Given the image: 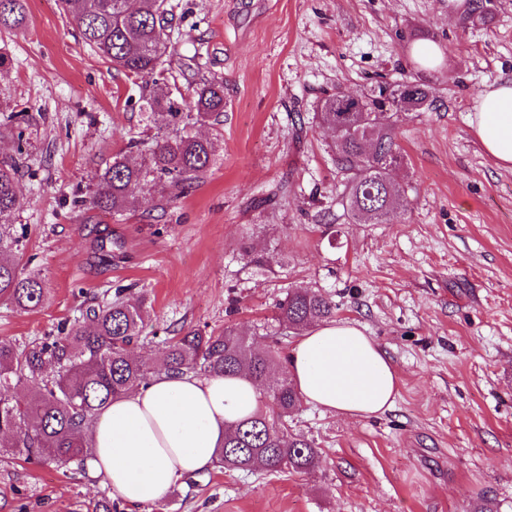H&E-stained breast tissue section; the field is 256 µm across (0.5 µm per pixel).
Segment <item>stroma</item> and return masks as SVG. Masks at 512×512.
I'll use <instances>...</instances> for the list:
<instances>
[{"instance_id": "stroma-1", "label": "stroma", "mask_w": 512, "mask_h": 512, "mask_svg": "<svg viewBox=\"0 0 512 512\" xmlns=\"http://www.w3.org/2000/svg\"><path fill=\"white\" fill-rule=\"evenodd\" d=\"M174 16L161 74L183 111L199 79L224 84V110L192 127L215 163L187 194L136 196L119 215L80 206L93 176L153 136L142 79L80 37L60 0H26L27 26L0 33V117L22 112L18 258L45 294L35 310L0 304V342L25 347L81 318L116 288L148 294L156 359L171 330L260 346L293 343L274 319L293 286L328 294L336 317L373 337L400 377L393 408L367 418L310 405L288 423L319 452L307 473L218 467L162 500L117 512H473L482 497L512 512V169L470 126L485 85L512 78V0L462 25L448 0H167ZM441 50L432 64L418 42ZM432 86L434 102L400 117L410 187L393 224L347 223L344 178L320 100L381 82ZM273 257L246 265L242 246ZM104 477L0 457V512H86Z\"/></svg>"}]
</instances>
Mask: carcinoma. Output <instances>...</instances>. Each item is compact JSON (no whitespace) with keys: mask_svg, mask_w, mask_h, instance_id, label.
I'll return each instance as SVG.
<instances>
[{"mask_svg":"<svg viewBox=\"0 0 512 512\" xmlns=\"http://www.w3.org/2000/svg\"><path fill=\"white\" fill-rule=\"evenodd\" d=\"M61 0L84 41L101 57L129 75L150 78L152 90L140 97L139 110L167 119V132L136 157L122 152L97 176L95 187L80 203L102 212L118 213L132 204L130 190L140 186L161 196L177 198L214 163V145L190 132L193 122L224 111V86L203 81L193 88L194 113H182L166 85L154 78L169 50L170 11L165 0ZM490 19L482 0H471L465 21ZM28 22L25 0H0V33ZM433 88L420 83L382 82L357 94V109L347 113V127L335 133L336 162L346 173L344 215L350 224H391L403 217L408 188L392 171L403 155L395 141L400 112L421 109ZM338 93L325 95L317 118L336 129ZM24 114L13 112L0 123V135L17 141V156L0 159V301L23 310L38 308L45 288L34 276H24L13 258L20 237L14 219L21 208L19 169L23 164ZM146 295L135 300L117 291L113 299L86 308L82 319L67 323L50 336L19 349L0 343V388L32 384L28 395L0 392V456L84 470L91 452L88 432L96 415L112 398L147 386L160 373L248 375L264 396V407L231 427L217 464L226 470L298 473L312 470L318 460L314 443L288 433V418L302 400L287 372L270 380L276 359L259 351L243 334L226 327L224 335L209 336L199 329L180 330L162 342L154 362L130 355L128 347L143 336ZM336 316V303L309 288L288 290L278 304L276 320L294 335L316 322Z\"/></svg>","mask_w":512,"mask_h":512,"instance_id":"cac0c4a2","label":"carcinoma"}]
</instances>
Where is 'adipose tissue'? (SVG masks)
I'll use <instances>...</instances> for the list:
<instances>
[{
    "instance_id": "ef3b65f1",
    "label": "adipose tissue",
    "mask_w": 512,
    "mask_h": 512,
    "mask_svg": "<svg viewBox=\"0 0 512 512\" xmlns=\"http://www.w3.org/2000/svg\"><path fill=\"white\" fill-rule=\"evenodd\" d=\"M470 125L497 164L512 168V80L479 92ZM287 366L302 400L334 415L382 414L398 395L395 366L352 322L308 330L290 347ZM258 407L246 378L160 374L148 388L114 398L95 419L87 468L126 503L161 500L181 478L213 466L227 428Z\"/></svg>"
}]
</instances>
